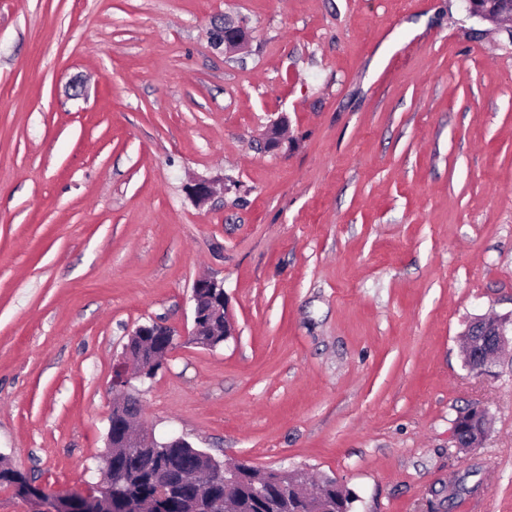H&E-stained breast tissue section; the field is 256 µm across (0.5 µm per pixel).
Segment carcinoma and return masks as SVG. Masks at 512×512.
I'll use <instances>...</instances> for the list:
<instances>
[{
	"mask_svg": "<svg viewBox=\"0 0 512 512\" xmlns=\"http://www.w3.org/2000/svg\"><path fill=\"white\" fill-rule=\"evenodd\" d=\"M161 350L158 336H142L136 344V352L144 363L156 361ZM112 460L100 461V467H109L116 476L109 497L99 504L98 512H225L224 504L230 505L232 512H284L279 497L281 487H293L295 479H273L263 472L244 467L240 483L235 486L224 484V479L209 480L208 473L221 466L206 452L187 445L183 448L155 446V460L148 467L133 454L121 448L105 453ZM166 474L170 490L154 508L157 471ZM265 484V492L260 497L252 494V488ZM14 487L17 495L23 496L31 489V481L18 470L0 463V485ZM298 512H352L355 498L351 493L338 490L325 480L312 495L303 490L295 492Z\"/></svg>",
	"mask_w": 512,
	"mask_h": 512,
	"instance_id": "obj_1",
	"label": "carcinoma"
}]
</instances>
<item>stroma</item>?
Segmentation results:
<instances>
[{
	"mask_svg": "<svg viewBox=\"0 0 512 512\" xmlns=\"http://www.w3.org/2000/svg\"><path fill=\"white\" fill-rule=\"evenodd\" d=\"M202 277L235 334L174 350L139 427L353 512H512V347L460 352L512 318V33L462 0H0V458L97 482L130 333L190 330ZM230 26V32L221 33V38L216 40V45L225 46L226 50L239 51L245 49L251 40L250 32L243 26ZM485 318L474 320L466 332L465 364L477 374H483L496 349L502 351L508 342L505 322L498 320L496 326L484 324ZM475 352V355L473 356ZM468 362V363H467ZM488 424V411L484 407L473 408L458 416L453 423V439L458 448H478L481 446ZM467 429V445L460 441V432Z\"/></svg>",
	"mask_w": 512,
	"mask_h": 512,
	"instance_id": "35a3bbf8",
	"label": "stroma"
}]
</instances>
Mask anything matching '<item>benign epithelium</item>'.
<instances>
[{
    "mask_svg": "<svg viewBox=\"0 0 512 512\" xmlns=\"http://www.w3.org/2000/svg\"><path fill=\"white\" fill-rule=\"evenodd\" d=\"M465 9L471 16H477L491 22L499 21L502 8L498 0H466ZM251 40L250 32L242 26H231L230 32L221 35L216 45L223 46L229 51H239L246 48ZM288 125L286 116H279L272 122L266 131V146L274 151L282 147V133ZM218 181L198 179L189 185L188 192L198 204L210 200L216 193ZM193 325L188 337L196 340L199 336L209 335L211 325L221 319L224 321V335H233V326L227 315V299L224 293V284L211 278H200L193 286ZM139 336H168V346L163 351L167 355L173 352L177 345V333L171 326L157 321L141 324L130 334L112 378V389L120 392V400L125 403L128 413L133 419L140 416V392L131 385V379H152L155 374H147L148 367L139 364L134 373L128 368L134 364L132 344ZM508 342L505 322L500 320L494 326L484 324V319L474 320L466 332L465 356L467 366L478 374L486 370L493 352L503 349ZM488 424V411L484 407L473 408L458 416L453 423V439L457 447L478 448L481 446ZM103 481L87 487L83 491H75L65 497H51L36 487L26 496V502L31 505L34 512H96L99 497L103 496Z\"/></svg>",
    "mask_w": 512,
    "mask_h": 512,
    "instance_id": "7a95c632",
    "label": "benign epithelium"
}]
</instances>
